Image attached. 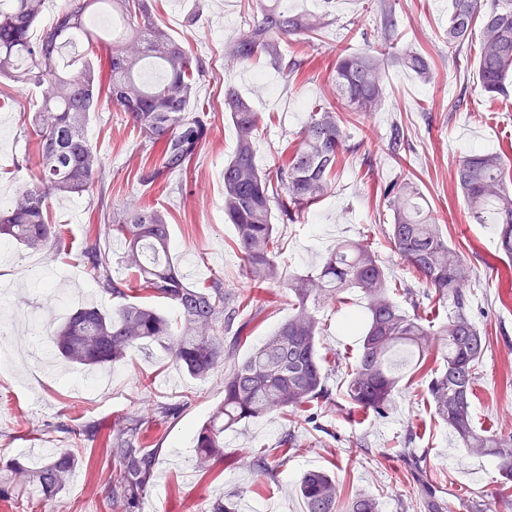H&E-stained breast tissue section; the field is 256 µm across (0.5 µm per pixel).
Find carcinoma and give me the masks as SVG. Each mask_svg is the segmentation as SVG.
Returning <instances> with one entry per match:
<instances>
[{
	"mask_svg": "<svg viewBox=\"0 0 512 512\" xmlns=\"http://www.w3.org/2000/svg\"><path fill=\"white\" fill-rule=\"evenodd\" d=\"M46 0H0V78L18 91L33 85L41 100L29 117L28 133L39 155L37 184L23 187L10 205L0 209V242H12L35 253L63 249V235L48 215L52 195H83L98 191L106 235L124 241L121 263L131 278L112 276V263L99 247V237L87 238L82 258L98 288L121 298L107 313L78 308L55 329L53 348L78 366L119 363L128 352L154 342L170 352L190 376L205 379L225 365L224 402L195 434L196 469L210 471L224 460V431L245 421L301 411L330 398L319 350L322 335L310 305L341 301L348 288H358L366 311L352 316L345 327L361 333L362 346L346 374L345 396L362 411L385 415L393 406L402 374L395 357L406 354L424 366L432 352L441 368L428 384L436 416L471 453L492 458L505 482L512 481V433L484 435L475 429L470 396L477 380L476 365L485 338L467 313L470 268L448 246L442 228L419 203V192L408 182H393L385 190L393 212L388 239L392 250L424 280L448 308L446 319L426 321L402 312L391 297V284L378 256L362 240H343L329 250L317 268L285 277L278 260L276 221L295 222L324 198L345 154L351 152L345 123L350 114L379 111L387 93L383 71L399 63L431 82L436 72L431 58L420 52L395 50L390 31L380 46L358 53L336 52L331 68L335 89L332 103L315 106L300 133L297 148L261 171L254 143L261 115L233 89L224 91V110L235 127L237 147L224 163V215L234 225L236 245L247 280L261 287L285 288L293 313L277 330L236 359L246 324L224 343V328L235 323L238 309L224 281L203 286L184 281L172 261L167 212L139 197L121 208L106 199L104 162L87 137L93 114L102 108L121 112L137 129L140 143L159 155V165L141 173L148 189L159 178L182 173L197 157L211 130L209 110L195 102L203 60L172 38L152 14L149 0H66L52 27L33 35ZM282 0H264L225 56L228 64H247L262 57L272 61L285 78L298 74L302 62L286 59L281 44L301 40L311 44L329 25L324 14L288 12ZM112 14V30L102 36L91 19L99 7ZM481 25L480 89L486 94L506 90L512 74V0H451L446 43L458 54L473 29ZM105 52L101 57L98 52ZM160 74L143 77L146 69ZM498 153L466 154L455 162L452 180L470 214L480 224H493L499 250L512 260V183ZM146 290L175 311L170 319L158 308L129 300V292ZM141 419L129 416L105 436L119 473L106 486L111 512H142L153 486L158 449L145 446ZM78 465L65 449H56L30 467L18 459L5 464L23 484L0 481V498L25 494L41 504L61 494ZM305 512H339L341 490L331 476L311 471L299 482Z\"/></svg>",
	"mask_w": 512,
	"mask_h": 512,
	"instance_id": "carcinoma-1",
	"label": "carcinoma"
}]
</instances>
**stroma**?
Returning <instances> with one entry per match:
<instances>
[{"label": "stroma", "instance_id": "stroma-1", "mask_svg": "<svg viewBox=\"0 0 512 512\" xmlns=\"http://www.w3.org/2000/svg\"><path fill=\"white\" fill-rule=\"evenodd\" d=\"M396 20L394 42L431 57L439 77L428 83L394 63L384 72L387 100L371 115L352 116L346 131L353 148L339 167L330 193L296 222L278 227L279 263L285 275L318 266L337 242H368L397 290L399 308L429 321L443 309L424 281L408 268L388 243L392 211L384 197L387 183L412 179L432 214L437 215L449 246L471 270L473 294L469 317L486 338L470 398L478 430L512 432V281L497 250L493 225L470 217L451 182L455 160L471 152L497 153L512 166V95L490 97L479 86L481 29H474L458 57L443 41L450 0H386ZM258 0H151L154 16L172 37L207 64L199 99L211 105L213 134L186 173L170 177L166 191L145 193L168 213L171 256L178 267L193 266L190 282L201 285L221 276L237 294L247 338L237 354L274 332L293 312L283 288L248 285L235 243V230L224 217V164L237 144L236 131L221 103L224 90L236 88L263 118L255 142L256 160L271 170L283 148H296L312 106L328 87L334 47L344 43L357 52L380 41L381 15L369 0H282L289 11H315L330 20L315 52L298 42L281 46L285 57L302 60L296 78L285 79L265 58L228 66L224 56ZM37 92L19 93L0 79V198L12 199L20 185L38 171L36 146L24 133L25 115L38 105ZM405 133V146L391 153L394 127ZM87 135L106 165L105 187L113 204L141 192V170L152 169L155 155L140 151L137 133L123 114L101 110ZM143 192V191H142ZM53 223L65 225L68 252L43 257L34 276L24 275L32 256L22 246L0 244V284L11 289L7 310L16 325L10 334L13 361L0 371V459L36 460L41 449L67 448L78 466L63 494L42 512H110L98 471L116 470L102 440L78 441L69 427L97 424L109 428L120 416L136 415L143 400L179 406L171 419H147L144 440L160 453L154 485L142 512H209L224 496L238 512H304L298 492L302 474L322 470L335 477L343 500L373 499L378 512H425L416 494L422 478L440 512H512V486H502L493 461L470 455L434 415L427 384L440 365L429 356L422 369L406 373L388 414L350 411L343 395V366L353 361L361 337L342 332L351 312L364 310L359 289L344 303L318 305L312 312L323 329L320 352L329 361L331 401L304 413L270 415L239 424L224 433V460L212 472L194 469L189 459L195 429L224 399V373L199 380L173 363L157 344L132 349L127 359L101 373L97 389L81 387L82 369L45 356L33 362L31 343L49 344L50 334L85 302L104 311L119 301L102 294L79 254L86 237L101 222L96 195L55 196L49 201ZM296 445L282 458H269V472L259 475L254 456L277 447L286 434Z\"/></svg>", "mask_w": 512, "mask_h": 512}]
</instances>
